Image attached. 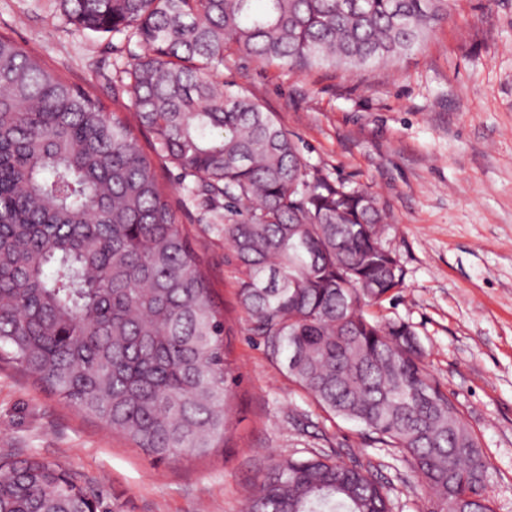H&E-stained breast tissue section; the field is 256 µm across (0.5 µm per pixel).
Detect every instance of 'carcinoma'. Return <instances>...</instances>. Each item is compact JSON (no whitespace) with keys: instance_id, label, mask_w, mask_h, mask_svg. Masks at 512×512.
I'll list each match as a JSON object with an SVG mask.
<instances>
[{"instance_id":"1","label":"carcinoma","mask_w":512,"mask_h":512,"mask_svg":"<svg viewBox=\"0 0 512 512\" xmlns=\"http://www.w3.org/2000/svg\"><path fill=\"white\" fill-rule=\"evenodd\" d=\"M83 34L121 37L119 68L156 156L214 205L238 302L269 354L331 418L393 448L427 512H494L490 462L429 378L410 323L379 316L404 271L376 196L307 170L272 113L220 76L233 57L365 70L422 48L448 0H56ZM225 327L130 124L0 34V360L158 461L228 429ZM59 462L0 459V512H98ZM248 512H393L375 474L277 460Z\"/></svg>"}]
</instances>
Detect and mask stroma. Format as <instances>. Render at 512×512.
I'll list each match as a JSON object with an SVG mask.
<instances>
[{
    "label": "stroma",
    "instance_id": "stroma-1",
    "mask_svg": "<svg viewBox=\"0 0 512 512\" xmlns=\"http://www.w3.org/2000/svg\"><path fill=\"white\" fill-rule=\"evenodd\" d=\"M0 32L69 83L130 117L119 38L83 35L54 0H0ZM272 112L310 170L373 192L404 284L381 312L413 324L428 375L455 401L491 463L494 512H512V0H449L424 47L374 71H306L235 57L223 73ZM156 173L220 302L238 382L223 444L158 462L121 433L0 364V455L61 462L107 512H241L274 461L340 451L376 467L396 512H423L407 463L361 427L328 420L272 361L236 302L224 237L176 168Z\"/></svg>",
    "mask_w": 512,
    "mask_h": 512
}]
</instances>
